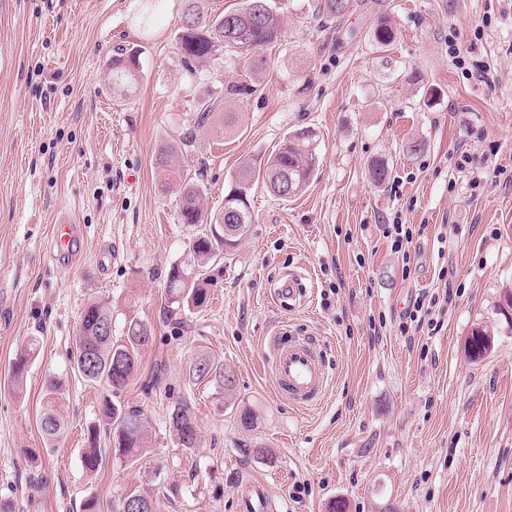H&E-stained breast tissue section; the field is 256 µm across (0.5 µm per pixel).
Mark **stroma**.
I'll use <instances>...</instances> for the list:
<instances>
[{
    "label": "stroma",
    "instance_id": "1",
    "mask_svg": "<svg viewBox=\"0 0 512 512\" xmlns=\"http://www.w3.org/2000/svg\"><path fill=\"white\" fill-rule=\"evenodd\" d=\"M275 3L283 33L265 51L261 92L227 100L233 131H196L179 166L203 173L209 210L242 161L290 131H312L319 167L290 200L256 191L253 223L212 272L209 305L177 324L164 275L192 231L175 190L161 188L156 150L244 61L226 55L210 83L186 72L185 0H0V499L17 512H82L90 497L115 512L143 491L160 512H238L253 478L271 485L279 512H331L337 500L346 512H512V320L500 308L512 289V0H353L339 23L317 18L316 0ZM383 15L395 31L387 52L372 40ZM119 47L142 70L127 98L108 84ZM415 141L423 152L409 151ZM376 162L389 167L380 185ZM61 209L87 242L69 271L47 257ZM397 214L414 229L406 259L380 230ZM104 248L114 258L101 272ZM285 272L306 286L288 311L270 294ZM431 294L441 331L401 334L404 313ZM91 298L111 302L115 341L130 318L153 331L119 397L142 411L148 451L130 464L101 436L92 475L81 455L106 390L71 368ZM284 321L322 351V408L289 402L267 368ZM478 326L494 346L473 361L464 342ZM32 342L19 390L12 363ZM201 355L233 371L229 398L189 383ZM50 375L66 389V430L51 446L39 426ZM181 398L199 426L191 451L164 425ZM245 441L269 456L242 455Z\"/></svg>",
    "mask_w": 512,
    "mask_h": 512
}]
</instances>
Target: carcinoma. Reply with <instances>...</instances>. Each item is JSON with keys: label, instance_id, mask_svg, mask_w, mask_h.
Returning a JSON list of instances; mask_svg holds the SVG:
<instances>
[{"label": "carcinoma", "instance_id": "obj_1", "mask_svg": "<svg viewBox=\"0 0 512 512\" xmlns=\"http://www.w3.org/2000/svg\"><path fill=\"white\" fill-rule=\"evenodd\" d=\"M183 24L177 36V50L183 67L192 75L202 64L216 63L222 56L233 54L246 61L245 77L224 86L222 94H212L197 101L193 127L206 129L221 136L225 124L216 123L218 113L224 111V100L230 97L245 98L260 91L256 74L263 70V51L278 41L282 20L273 7L272 0H243L242 7L216 16L210 23L211 12L206 0H187ZM352 0H317V14L342 20L350 12ZM374 42L384 51L394 38L393 27L386 17L378 21L373 30ZM112 94L127 95L138 85L139 63L131 55L117 49L112 56ZM193 133H184L157 148L155 164L165 173L162 187L171 185L170 176L178 178V213L180 222L198 228L189 243L186 259L170 265L164 281L167 311L172 316L201 310L209 302L208 286L211 279L205 270L219 263L224 250L233 248L253 223L249 199L259 186L272 195L286 200L298 193L310 181L317 167V155L311 145L310 132L304 129L288 133L278 148L266 159L245 160L235 171L234 186L224 195V204L206 212L204 195L206 186L203 174H182L177 168L179 153L193 146ZM112 324V306L99 299L89 301L81 314L75 336L73 369L89 383H104L113 395L121 394L133 380L138 367V351L152 339L151 328L132 319L125 324L124 341H112V332L103 326ZM36 344L30 343L13 363V381L22 389L24 377ZM206 369L197 368L192 362L188 380L192 385L214 384L224 395L235 388L233 372L204 357ZM43 412L40 429L44 440L52 443L65 430L60 411L62 384L54 377L45 379L43 387ZM102 422L112 435L116 455L123 461L135 462L147 448V427L142 412L112 399H107L101 409ZM169 431L175 442L185 449L198 447L199 433L194 412L186 402L174 404L168 415ZM98 433L88 432L89 447L84 449L81 463L89 474L97 472L101 463V449L97 448Z\"/></svg>", "mask_w": 512, "mask_h": 512}]
</instances>
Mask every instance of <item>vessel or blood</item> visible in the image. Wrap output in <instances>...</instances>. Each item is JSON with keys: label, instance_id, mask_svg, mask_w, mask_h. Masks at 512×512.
<instances>
[{"label": "vessel or blood", "instance_id": "b4317fda", "mask_svg": "<svg viewBox=\"0 0 512 512\" xmlns=\"http://www.w3.org/2000/svg\"><path fill=\"white\" fill-rule=\"evenodd\" d=\"M51 257L61 268L78 259L83 246L81 226L70 213L58 215L51 236ZM276 300L284 306L299 301L303 294L300 276L286 273L273 284ZM269 367L279 392L289 401L305 407L322 405L330 382L326 363L313 338L295 333L284 325L270 336ZM272 499L266 482H250L240 501L241 512H267Z\"/></svg>", "mask_w": 512, "mask_h": 512}]
</instances>
